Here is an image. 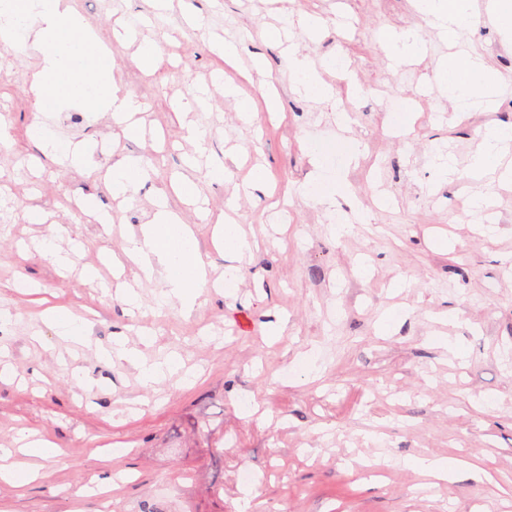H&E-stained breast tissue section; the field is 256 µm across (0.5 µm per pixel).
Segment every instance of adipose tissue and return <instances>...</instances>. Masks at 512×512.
<instances>
[{
	"label": "adipose tissue",
	"mask_w": 512,
	"mask_h": 512,
	"mask_svg": "<svg viewBox=\"0 0 512 512\" xmlns=\"http://www.w3.org/2000/svg\"><path fill=\"white\" fill-rule=\"evenodd\" d=\"M418 10L452 41L472 19L469 0H418ZM0 14L5 17L0 41L32 44L41 56L42 67L31 84L37 111L55 112L64 103L82 101L93 111L112 113L123 123L124 137L139 136L132 118L141 110L140 101L114 85L111 52L87 32L66 0H0ZM434 78L459 107L475 94L495 95L503 82L480 57L467 52L439 64ZM213 237L224 254L225 278L236 280L238 264L249 249L247 240L234 224L216 225ZM125 252L145 277L164 272L168 297L177 300L184 312L193 311L207 278V264L192 228L166 202H157L152 221L143 225L140 234L128 236Z\"/></svg>",
	"instance_id": "obj_1"
}]
</instances>
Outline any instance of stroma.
<instances>
[{"instance_id": "35a3bbf8", "label": "stroma", "mask_w": 512, "mask_h": 512, "mask_svg": "<svg viewBox=\"0 0 512 512\" xmlns=\"http://www.w3.org/2000/svg\"><path fill=\"white\" fill-rule=\"evenodd\" d=\"M84 25L112 50V80L141 100L143 135L124 139L111 113L69 102L36 111L33 47L0 46V447L22 436L62 456L17 455L25 486L0 478V512H512V181L469 168L481 131L512 125V90L494 104L474 98L455 111L433 75L453 49L476 50L488 70L512 76V40L475 14L456 47L421 24L415 0H73ZM324 21L317 36L298 17ZM156 41L150 75L127 40ZM239 30V60L215 45ZM280 32L269 39V30ZM413 30L423 55L394 61L392 31ZM308 55L333 94L323 103L291 88L293 51ZM344 57L347 77L327 68ZM238 95L225 96V86ZM272 89L277 111L239 115V101ZM196 113L210 155H195L180 105ZM404 102L401 129L390 108ZM45 124L65 142L89 144L94 164L77 169L42 152L31 130ZM339 161L315 165L314 142ZM143 156L150 176L122 201L113 164ZM455 167L442 175L443 159ZM223 164L224 181L206 176ZM265 182L241 199L236 221L251 244L233 294L215 285L224 259L211 243L225 201L256 170ZM195 180L202 205L182 201L177 178ZM335 178L346 186L331 213L297 196L299 185ZM492 199L479 211L471 201ZM94 197L112 221L78 204ZM166 198L196 229L210 284L192 313L166 298L161 276L137 280L113 259ZM43 209L47 223L23 210ZM70 253L60 271L45 237ZM134 285L140 308L118 293ZM67 308L86 325L61 334L46 319ZM282 332L272 336L269 324ZM136 350L153 362L178 357L188 379L143 385ZM425 455L479 464L445 481L410 467ZM255 479L245 483L242 470Z\"/></svg>"}]
</instances>
